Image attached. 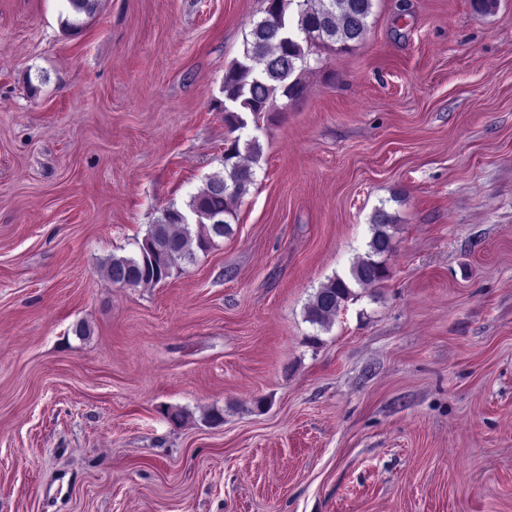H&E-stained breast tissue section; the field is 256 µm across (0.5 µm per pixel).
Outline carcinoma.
Masks as SVG:
<instances>
[{
    "label": "carcinoma",
    "mask_w": 512,
    "mask_h": 512,
    "mask_svg": "<svg viewBox=\"0 0 512 512\" xmlns=\"http://www.w3.org/2000/svg\"><path fill=\"white\" fill-rule=\"evenodd\" d=\"M66 24L82 27L81 17L91 18L98 0H66ZM374 0H264L262 16L245 35L240 58L224 72V124L231 137L224 141L223 171L207 178L191 196L186 208L174 204L150 225L138 250L129 256H112L105 274L124 285H156L196 251H208L214 239L232 234L236 218L232 204L243 199L254 184V166L262 159L259 138H242L248 126L244 115L259 119L271 112L277 99L300 96L306 85L303 74L321 62L315 48L334 46L340 52L363 40L370 27ZM393 217L383 208L375 211L368 251L350 268V278L336 276L321 286L307 308V318L322 328L331 324L341 305L352 294V285L376 288L386 276L383 256L392 250Z\"/></svg>",
    "instance_id": "cac0c4a2"
}]
</instances>
